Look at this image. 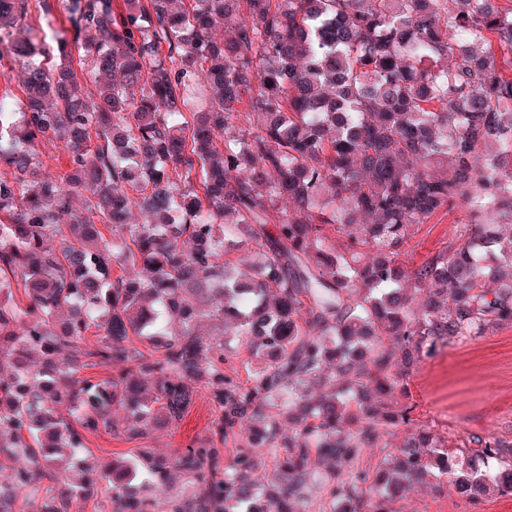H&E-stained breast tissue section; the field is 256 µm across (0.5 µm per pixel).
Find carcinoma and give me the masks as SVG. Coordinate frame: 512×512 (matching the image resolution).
<instances>
[{
	"mask_svg": "<svg viewBox=\"0 0 512 512\" xmlns=\"http://www.w3.org/2000/svg\"><path fill=\"white\" fill-rule=\"evenodd\" d=\"M506 2L63 0L70 36L46 65L29 0H0V61L24 75L21 104L0 100V512H85L98 488L112 512H150L135 460L98 471L80 452L177 422L199 386L211 437L140 457L169 512H306L313 455L324 507L346 512H399L427 475L474 507L512 494V440L450 444L394 404L423 357L512 324V272L488 286L491 264L512 268ZM60 142L66 170L41 175ZM448 160L452 177L431 172ZM459 205L462 242L405 264L415 230ZM235 237L261 255L245 279ZM204 317L224 339L200 340ZM228 336L264 358L244 382Z\"/></svg>",
	"mask_w": 512,
	"mask_h": 512,
	"instance_id": "obj_1",
	"label": "carcinoma"
}]
</instances>
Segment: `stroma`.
Instances as JSON below:
<instances>
[{"instance_id":"35a3bbf8","label":"stroma","mask_w":512,"mask_h":512,"mask_svg":"<svg viewBox=\"0 0 512 512\" xmlns=\"http://www.w3.org/2000/svg\"><path fill=\"white\" fill-rule=\"evenodd\" d=\"M462 208L441 214L415 232L407 255L409 263L454 241L456 226L464 220ZM401 403L414 405L417 419L428 422L448 438L472 434L512 438V325H504L481 338L448 344L437 355L423 358L406 387L398 389ZM214 412L205 392L176 424L145 439L115 438L102 433L91 437V460L98 467L113 457L150 449L167 456L210 435ZM400 512H512V496H495L481 508L430 480L412 486L398 503Z\"/></svg>"}]
</instances>
